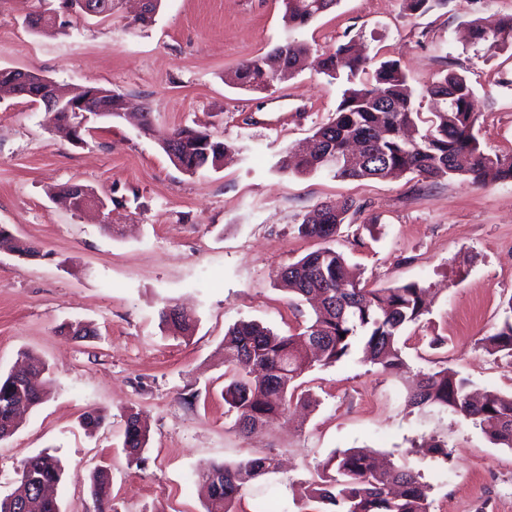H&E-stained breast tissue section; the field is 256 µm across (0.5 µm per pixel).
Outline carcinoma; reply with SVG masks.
Instances as JSON below:
<instances>
[{
  "mask_svg": "<svg viewBox=\"0 0 512 512\" xmlns=\"http://www.w3.org/2000/svg\"><path fill=\"white\" fill-rule=\"evenodd\" d=\"M118 0H87L89 9L71 11L69 19H58L52 9L36 12L40 34H58L89 14L109 18ZM338 0H286L283 20L292 30L305 26L335 6ZM471 39L491 48L512 45V16L493 25L480 20L469 24ZM286 56L288 74L307 66L337 79L347 75V88L336 107L334 118L318 126L310 140L314 148L293 152V170L298 173L328 172L335 178L351 181L385 179L396 172H408L422 182L463 175L478 184L512 181V151L490 155L480 149L475 124L482 112L468 78L449 71L440 75L426 89L428 95L444 107L432 113L427 128L417 123L420 112L414 109L406 75L396 60H387L366 81H357L367 73V59L349 44L315 58L307 45L288 37L274 48ZM239 86L245 90L274 87L282 76L271 73L265 56L243 62L236 70ZM178 137L176 150L184 166L183 173L195 175L215 167L228 142L211 139L210 153L198 147L210 134L189 127L175 128L161 138ZM354 142L365 144L371 155L368 162L346 161L327 170L324 157L335 153L345 157ZM355 207L344 201L339 208L322 204L308 213L299 225V233L328 242L344 224ZM282 288L305 299L315 308L311 322L297 334H280L255 321H241L224 335L223 346L233 351L242 366L224 386V402L236 414L235 426L242 433L254 434L271 420L288 415L294 401H303L297 393V380L316 365L333 364L348 356L355 339L362 340L366 360L390 371L403 368L398 340L402 330L417 323L426 312L424 289L416 283L396 287L367 289L355 281L342 254L331 247H321L278 272ZM162 324L174 335L189 336L193 317L176 305L165 306ZM60 333L76 338H90L95 331L76 321L60 327ZM485 348L492 354L512 358V300L495 331L485 337ZM468 383L446 368L423 373L417 380L412 403L423 409L451 410L468 420L488 426L495 443L512 448V395L486 392L472 400ZM45 387L32 384L26 377L10 371L0 374V440L16 428L10 408L41 403ZM148 443L147 431L139 414L127 415L123 448L128 462L141 464ZM280 462L272 454L255 455L234 464H213L198 474L207 488L206 512H236L242 492L256 477L279 470ZM64 472L61 460L42 451L23 462L13 490L0 496V512H60L56 498L43 490L58 484ZM97 501L104 500L109 484L108 472L100 467L92 473ZM306 497L321 503L331 512H430L428 486L420 476L405 466L382 469L372 453L354 448L333 455L323 465L320 480L308 485Z\"/></svg>",
  "mask_w": 512,
  "mask_h": 512,
  "instance_id": "carcinoma-1",
  "label": "carcinoma"
}]
</instances>
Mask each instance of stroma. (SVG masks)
<instances>
[{
	"label": "stroma",
	"mask_w": 512,
	"mask_h": 512,
	"mask_svg": "<svg viewBox=\"0 0 512 512\" xmlns=\"http://www.w3.org/2000/svg\"><path fill=\"white\" fill-rule=\"evenodd\" d=\"M39 8L38 0H0V69L111 89L151 112L154 127L101 120L73 144L55 135L43 109L0 97V225L40 252L31 260L0 253V371L24 351L52 380L47 400L0 441V495L24 460L47 449L65 467L55 492L61 512H96L90 472L98 465L110 474L114 512H205L200 470L271 453L280 472L253 481L239 512H304L302 493L322 464L365 448L419 473L431 512H512V448L456 413L408 403L416 374L444 368L468 379L470 391L512 393V359L481 343L512 300V182L281 173L279 161L333 118L345 79L308 67L267 92L226 81L287 36L315 56L352 41L374 60H399L424 116L431 81L465 74L483 111L474 128L481 149L505 152L512 46L471 43L466 25L512 15V0H447L422 14L403 0H339L290 32L282 0H162L146 27L133 23L135 0H123L112 18L88 17L55 35L26 26ZM176 127L208 132L235 152L219 169L185 175L159 145ZM64 184L110 197V222L56 201ZM347 198L360 211L332 246L362 285L414 282L428 291L429 314L399 340L406 368L383 370L353 350L305 373L315 407L241 434L224 403V333L240 321L300 332L313 312L291 306L277 274L321 245L299 233L304 215ZM175 303L195 319L190 337L161 326L162 308ZM75 320L95 337L59 333ZM131 409L149 430L140 466L122 451ZM92 412L106 421L90 432L81 418ZM432 438L447 442V461L424 452Z\"/></svg>",
	"instance_id": "1"
}]
</instances>
